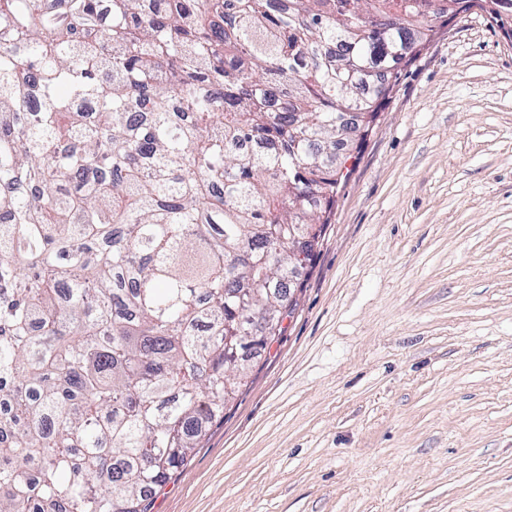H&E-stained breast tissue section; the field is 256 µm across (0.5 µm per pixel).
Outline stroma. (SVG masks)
Masks as SVG:
<instances>
[{
	"instance_id": "1",
	"label": "stroma",
	"mask_w": 512,
	"mask_h": 512,
	"mask_svg": "<svg viewBox=\"0 0 512 512\" xmlns=\"http://www.w3.org/2000/svg\"><path fill=\"white\" fill-rule=\"evenodd\" d=\"M348 168L153 512H512V19L436 21Z\"/></svg>"
}]
</instances>
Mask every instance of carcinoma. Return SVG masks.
Listing matches in <instances>:
<instances>
[{
    "mask_svg": "<svg viewBox=\"0 0 512 512\" xmlns=\"http://www.w3.org/2000/svg\"><path fill=\"white\" fill-rule=\"evenodd\" d=\"M470 0H0V512H153L271 344L393 81Z\"/></svg>",
    "mask_w": 512,
    "mask_h": 512,
    "instance_id": "carcinoma-1",
    "label": "carcinoma"
}]
</instances>
